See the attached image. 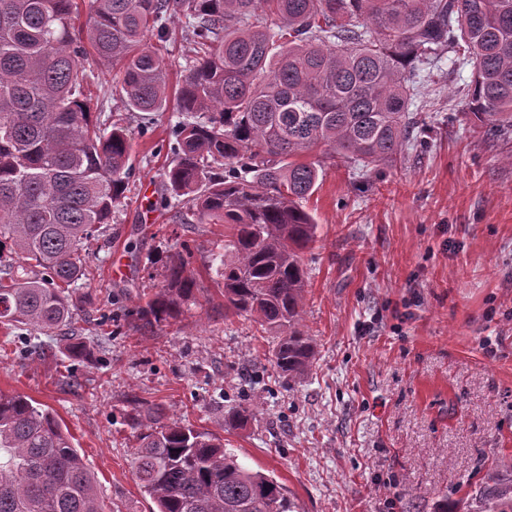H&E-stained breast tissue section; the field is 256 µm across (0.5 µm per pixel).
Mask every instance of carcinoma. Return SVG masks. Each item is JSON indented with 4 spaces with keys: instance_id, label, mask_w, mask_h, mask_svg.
<instances>
[{
    "instance_id": "1",
    "label": "carcinoma",
    "mask_w": 512,
    "mask_h": 512,
    "mask_svg": "<svg viewBox=\"0 0 512 512\" xmlns=\"http://www.w3.org/2000/svg\"><path fill=\"white\" fill-rule=\"evenodd\" d=\"M177 19L193 64L172 93L144 39L167 43ZM445 56L472 67L469 125L512 135V0H0V324L73 322L83 246L112 223L131 170L123 118L101 127L86 91L112 63L127 111L205 115L173 126L165 191L186 205L180 223L224 225V313L279 333L275 366L305 375L315 342L298 327L300 251L317 232L305 204L325 165L370 171L445 129L417 104L421 73L440 82ZM162 277L139 311L148 326L201 290L180 252ZM148 412L134 468L157 512H294L218 436ZM481 498L482 512H512V477ZM0 512H105L68 430L22 394H0Z\"/></svg>"
}]
</instances>
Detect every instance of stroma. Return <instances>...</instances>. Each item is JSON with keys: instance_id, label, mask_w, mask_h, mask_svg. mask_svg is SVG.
Masks as SVG:
<instances>
[{"instance_id": "stroma-1", "label": "stroma", "mask_w": 512, "mask_h": 512, "mask_svg": "<svg viewBox=\"0 0 512 512\" xmlns=\"http://www.w3.org/2000/svg\"><path fill=\"white\" fill-rule=\"evenodd\" d=\"M115 72L89 79L102 124L122 114L131 177L110 224L84 246L72 335L0 325V392L23 394L68 429L107 512H153L133 466L129 415L149 405L223 437L275 478L295 512H478L475 491L512 473L511 139L463 116L470 68L423 89L447 135L379 170H324L306 207L316 240L302 325L316 343L308 373L272 362L277 335L225 317L212 256L220 224H180L162 198L175 111L129 112ZM190 251L202 286L175 320L142 326L162 265ZM255 407L242 427L231 411Z\"/></svg>"}]
</instances>
